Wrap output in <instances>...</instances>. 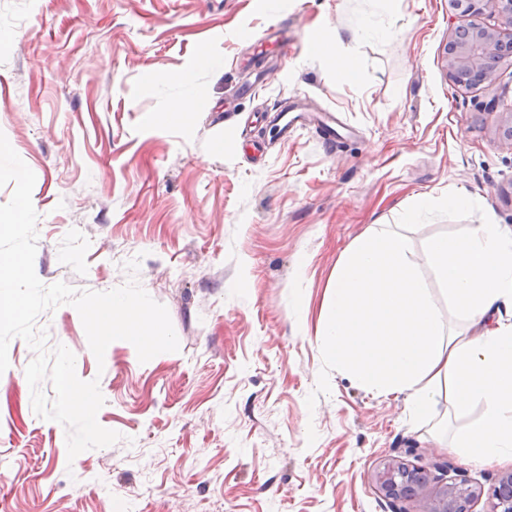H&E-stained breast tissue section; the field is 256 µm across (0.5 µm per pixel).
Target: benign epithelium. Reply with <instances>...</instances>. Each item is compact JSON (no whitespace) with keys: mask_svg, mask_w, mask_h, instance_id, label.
Wrapping results in <instances>:
<instances>
[{"mask_svg":"<svg viewBox=\"0 0 512 512\" xmlns=\"http://www.w3.org/2000/svg\"><path fill=\"white\" fill-rule=\"evenodd\" d=\"M463 13L496 20L494 25L458 27L448 38V77L468 87L493 78L502 61L512 58V0H451ZM444 460L433 469L409 465L397 459L380 463L368 476L376 493L387 499L394 512H472L483 490L465 478L440 480L432 470L448 472ZM493 512H512V470L502 473L490 488Z\"/></svg>","mask_w":512,"mask_h":512,"instance_id":"1","label":"benign epithelium"}]
</instances>
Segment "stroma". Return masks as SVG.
I'll use <instances>...</instances> for the list:
<instances>
[{"label": "stroma", "instance_id": "1", "mask_svg": "<svg viewBox=\"0 0 512 512\" xmlns=\"http://www.w3.org/2000/svg\"><path fill=\"white\" fill-rule=\"evenodd\" d=\"M450 0H0V132L34 172L35 272L105 292L138 260L179 349L140 362L126 341L103 360L77 310L37 330L64 345L105 398L112 446L68 458L66 430L36 416L19 337L0 374V512H392L368 474L439 458L490 487L504 464L455 446L481 407L438 397L418 419L365 391L320 344L319 310L342 254L402 224L444 320L461 327L427 241L489 222L512 230V66L464 88L449 33L472 24ZM270 25L289 49L253 36ZM338 30L337 73L308 35ZM197 101L187 126L163 123ZM333 112L272 138L266 110ZM474 208L448 212V194ZM308 303L299 313V300Z\"/></svg>", "mask_w": 512, "mask_h": 512}]
</instances>
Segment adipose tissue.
<instances>
[{
  "label": "adipose tissue",
  "mask_w": 512,
  "mask_h": 512,
  "mask_svg": "<svg viewBox=\"0 0 512 512\" xmlns=\"http://www.w3.org/2000/svg\"><path fill=\"white\" fill-rule=\"evenodd\" d=\"M464 320L447 327L419 275L405 236L374 229L341 257L319 311V340L367 390L401 394L416 417L438 395L480 422L457 442L469 457L512 463V233L480 224L425 249Z\"/></svg>",
  "instance_id": "ef3b65f1"
}]
</instances>
